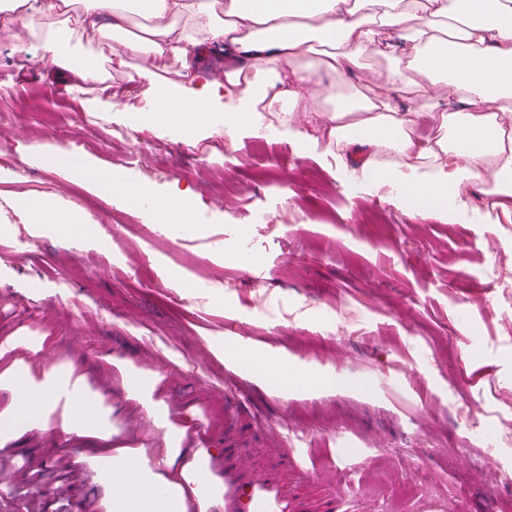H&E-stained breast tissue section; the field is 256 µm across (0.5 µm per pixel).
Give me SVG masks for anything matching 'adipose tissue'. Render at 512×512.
I'll return each instance as SVG.
<instances>
[{
	"instance_id": "obj_1",
	"label": "adipose tissue",
	"mask_w": 512,
	"mask_h": 512,
	"mask_svg": "<svg viewBox=\"0 0 512 512\" xmlns=\"http://www.w3.org/2000/svg\"><path fill=\"white\" fill-rule=\"evenodd\" d=\"M80 24L91 35L118 40L129 58L151 53L184 64L207 50L223 51L229 68L221 82L201 72L189 88L141 71L152 84V104L137 113V123L176 129L188 144L203 133L232 136L256 124V106L269 97L296 111L318 94L323 76H342L365 57L388 59L374 95L355 90L327 97L339 123L326 136L358 157L366 182L392 188L395 206L421 219H448L464 204L463 186L488 178L494 183L490 207L512 200V0H88ZM246 70L251 78L240 82ZM413 85L427 88L426 101L399 109L396 91ZM236 93L245 108H216L217 98ZM436 115L442 138H410V129ZM47 163L70 170L106 198L166 202L169 210L156 213L157 222L191 225V189L105 177L80 155L58 152ZM18 207L71 243L102 239L99 225L82 212H61L52 198L27 197ZM224 355L248 363L282 393L342 385L336 375L267 366L233 348ZM0 390L10 398L9 411L0 413V444L23 428L46 425L62 401L71 408L65 433L102 435L111 427L99 396L72 386L67 369L36 386L17 368L0 375ZM175 461L173 454L153 467L130 454L107 458L100 477L112 490L109 512H185L181 486L160 476Z\"/></svg>"
}]
</instances>
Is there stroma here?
Here are the masks:
<instances>
[{
  "mask_svg": "<svg viewBox=\"0 0 512 512\" xmlns=\"http://www.w3.org/2000/svg\"><path fill=\"white\" fill-rule=\"evenodd\" d=\"M82 5L27 19L0 35V372L20 367L41 382L71 365V380L113 410L110 438L63 432L58 405L49 428L9 441V487L0 512H56L52 493L65 451L87 465L71 481L72 512L110 492L99 479L110 449L156 460L169 449L147 416L165 405L183 431L175 469L187 512H200L182 470L213 474V512H248L251 483L271 475L273 512H485L495 485L512 512V212L485 205L486 187L466 195L450 220L413 219L386 188L351 181L335 151L301 155L294 140L264 145L253 130L203 137L189 146L129 113L151 102V85L127 60L129 80L97 39L84 35ZM56 31L67 53L95 63L76 83L39 50ZM120 111H112V103ZM126 126L124 137L113 127ZM51 151L75 152L128 179L194 193L196 228L173 233L122 199L97 195ZM45 195L94 223L122 228L76 246L29 223L17 198ZM193 276L183 287L180 273ZM478 296L482 308L466 310ZM243 337L266 362L335 372L336 390L284 394L240 364L215 355L213 339ZM135 370L157 372L149 396L128 392ZM358 448L337 462L338 443ZM296 464H285L284 449ZM44 473L32 482L29 464Z\"/></svg>",
  "mask_w": 512,
  "mask_h": 512,
  "instance_id": "1",
  "label": "stroma"
}]
</instances>
